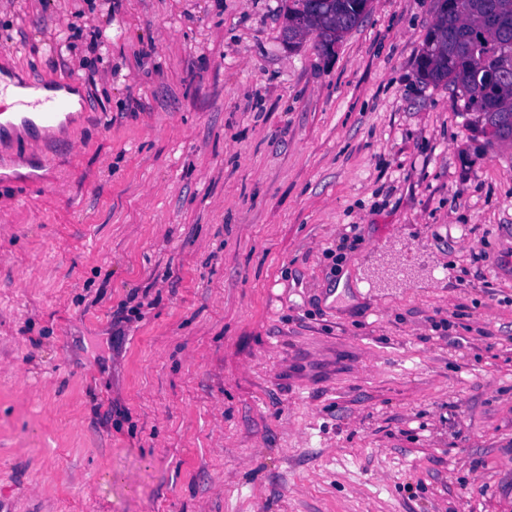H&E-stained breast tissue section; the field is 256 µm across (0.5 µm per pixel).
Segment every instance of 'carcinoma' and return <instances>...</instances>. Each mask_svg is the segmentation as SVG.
<instances>
[{
  "label": "carcinoma",
  "mask_w": 512,
  "mask_h": 512,
  "mask_svg": "<svg viewBox=\"0 0 512 512\" xmlns=\"http://www.w3.org/2000/svg\"><path fill=\"white\" fill-rule=\"evenodd\" d=\"M370 0H288V42L316 33L328 53L358 26ZM420 71L453 86L487 144L512 140V0H434Z\"/></svg>",
  "instance_id": "obj_1"
}]
</instances>
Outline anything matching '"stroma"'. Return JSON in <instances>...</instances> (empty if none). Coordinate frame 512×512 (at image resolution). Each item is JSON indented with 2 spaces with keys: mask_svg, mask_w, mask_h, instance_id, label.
<instances>
[{
  "mask_svg": "<svg viewBox=\"0 0 512 512\" xmlns=\"http://www.w3.org/2000/svg\"><path fill=\"white\" fill-rule=\"evenodd\" d=\"M431 11L328 57L284 0H0L81 105L0 134V512H512V141ZM376 262L373 261V258H370L368 261L364 263L363 266L356 267L355 271L347 269L341 275L340 279L336 284V290L333 293V296H339L340 294H344L345 288H360V291H366L369 288V285L365 281H360V278H363V271H367L369 266H373Z\"/></svg>",
  "mask_w": 512,
  "mask_h": 512,
  "instance_id": "35a3bbf8",
  "label": "stroma"
}]
</instances>
